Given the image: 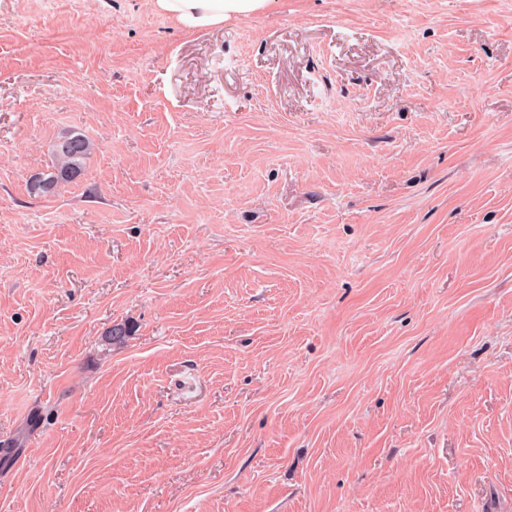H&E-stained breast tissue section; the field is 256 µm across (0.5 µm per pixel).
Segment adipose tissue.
<instances>
[{
    "label": "adipose tissue",
    "mask_w": 512,
    "mask_h": 512,
    "mask_svg": "<svg viewBox=\"0 0 512 512\" xmlns=\"http://www.w3.org/2000/svg\"><path fill=\"white\" fill-rule=\"evenodd\" d=\"M268 0H155L157 9L188 32L210 29L239 14L255 12Z\"/></svg>",
    "instance_id": "ef3b65f1"
}]
</instances>
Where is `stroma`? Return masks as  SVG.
I'll return each instance as SVG.
<instances>
[{"mask_svg":"<svg viewBox=\"0 0 512 512\" xmlns=\"http://www.w3.org/2000/svg\"><path fill=\"white\" fill-rule=\"evenodd\" d=\"M5 448L0 512H512V0H0ZM269 0H155L157 9L187 32L210 29L232 15L263 8ZM92 144L83 133L72 132L62 136L53 146L55 162L50 170L30 181L29 191L33 195L45 196L55 193L62 183L70 182L81 175Z\"/></svg>","mask_w":512,"mask_h":512,"instance_id":"obj_1","label":"stroma"}]
</instances>
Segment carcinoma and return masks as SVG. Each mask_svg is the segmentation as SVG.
Masks as SVG:
<instances>
[{"mask_svg":"<svg viewBox=\"0 0 512 512\" xmlns=\"http://www.w3.org/2000/svg\"><path fill=\"white\" fill-rule=\"evenodd\" d=\"M91 150L90 140L82 133L72 132L62 136L53 146L55 162L52 168L29 184L30 193L38 196L49 195L60 184L76 179L81 175Z\"/></svg>","mask_w":512,"mask_h":512,"instance_id":"cac0c4a2","label":"carcinoma"}]
</instances>
